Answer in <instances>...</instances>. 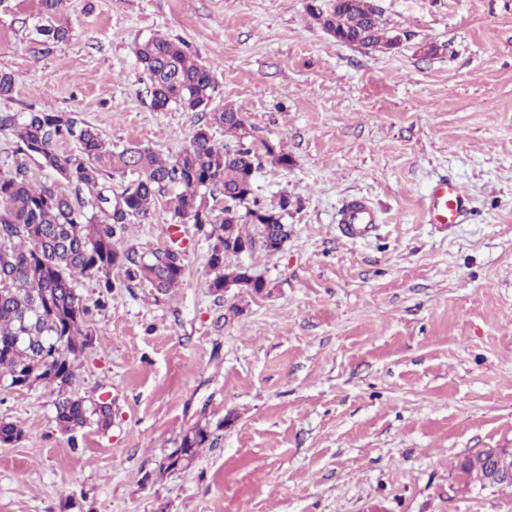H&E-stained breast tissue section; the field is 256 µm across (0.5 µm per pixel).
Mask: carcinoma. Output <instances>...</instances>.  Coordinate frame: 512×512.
Returning a JSON list of instances; mask_svg holds the SVG:
<instances>
[{
  "mask_svg": "<svg viewBox=\"0 0 512 512\" xmlns=\"http://www.w3.org/2000/svg\"><path fill=\"white\" fill-rule=\"evenodd\" d=\"M312 2L319 6L309 7L311 16L335 38L370 51L388 47L394 38L382 25L374 0ZM135 55L149 73L155 109L174 105L205 118L190 146L170 160L139 146L115 151L95 127L72 112L32 109L20 123L15 113L0 111V133L16 139L17 153L75 186L73 195L52 184L35 186L23 162L0 171V382L10 387L24 380L62 390L72 383L75 361L88 348L89 336L90 308L77 291L78 279L96 280L104 295L115 287L114 270L128 288L147 282L164 295L180 286L186 270L183 251L167 248L148 254L116 246L126 225L153 215L167 186L179 188L172 223L190 221L211 240L208 288L220 297L228 283L257 295L264 292V283L251 282L249 268L225 265L228 256L241 254V245H255L242 225L259 226L268 250L288 237V196L269 205L255 186L262 157L286 167L288 155L270 151L266 141L251 136L242 114L211 111L215 74L183 42L149 38L136 46ZM215 125L233 141L213 140ZM64 138L73 139L76 149L58 151L57 143ZM116 173L130 180L112 197L106 179ZM111 416L110 405L103 401L68 397L56 406V421L64 433L91 423L105 428ZM22 435L17 425L0 422V444L17 442ZM210 435L200 426L186 431L178 448L159 463V471L191 464ZM459 475L467 484L488 485L483 453L465 458Z\"/></svg>",
  "mask_w": 512,
  "mask_h": 512,
  "instance_id": "cac0c4a2",
  "label": "carcinoma"
}]
</instances>
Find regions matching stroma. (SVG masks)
I'll list each match as a JSON object with an SVG mask.
<instances>
[{"label":"stroma","mask_w":512,"mask_h":512,"mask_svg":"<svg viewBox=\"0 0 512 512\" xmlns=\"http://www.w3.org/2000/svg\"><path fill=\"white\" fill-rule=\"evenodd\" d=\"M310 0H68L47 42L39 0H0V111L73 112L114 149L171 158L196 113L155 110L136 43L186 42L217 80L212 105L243 112L288 154L264 160L265 200L288 195L280 250L229 257L266 294L208 288L210 242L183 225L186 274L78 285L92 344L72 385L0 386V512H512V489L463 483L461 461L512 448V0H376L402 44L336 42ZM448 176L470 196L459 224L426 223ZM166 188L120 245L170 247ZM355 197L380 222L341 230ZM238 313L225 317L228 305ZM101 399L108 427L62 433L60 396ZM209 444L158 465L195 425Z\"/></svg>","instance_id":"35a3bbf8"}]
</instances>
